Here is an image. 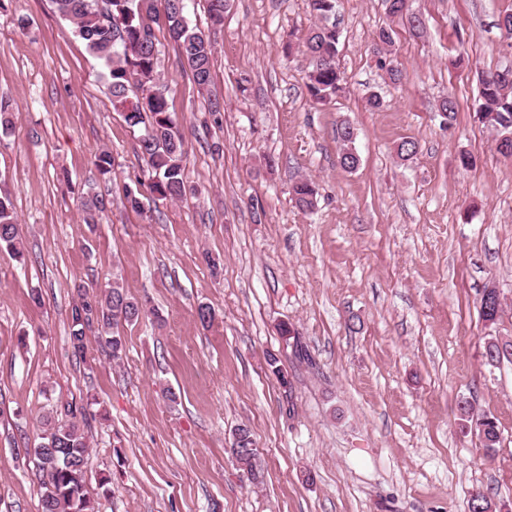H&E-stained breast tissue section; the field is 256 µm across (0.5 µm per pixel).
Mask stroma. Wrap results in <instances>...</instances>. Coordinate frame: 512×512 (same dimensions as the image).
Masks as SVG:
<instances>
[{"instance_id": "obj_1", "label": "stroma", "mask_w": 512, "mask_h": 512, "mask_svg": "<svg viewBox=\"0 0 512 512\" xmlns=\"http://www.w3.org/2000/svg\"><path fill=\"white\" fill-rule=\"evenodd\" d=\"M409 8L421 33L385 0H337L346 89L322 106L305 57L282 53L313 21L307 0H230L216 27L205 0H188L191 24L215 37L211 94L156 35L196 193L162 202L145 189L134 209L142 131L113 105L103 64L52 0H0V98L13 107L0 195L25 244L20 259L0 247V512H41L37 462L20 451L71 402L88 408L96 512H467L478 491L512 502V363L483 357L488 336L512 339V158L476 117L479 73L512 65L498 27L512 0ZM383 26L398 85L373 54ZM459 53L466 65L451 67ZM372 91L380 109L366 105ZM343 120L353 171L338 162ZM405 138L419 150L404 164ZM104 150L114 169L99 178ZM302 178L317 192L309 211L292 199ZM89 192L107 203L93 224ZM115 280L156 316L124 327L120 362L93 329L76 355L79 287ZM488 285L506 303L491 326L479 316ZM202 304L216 312L207 328ZM463 398L496 418L494 455L461 432ZM240 425L260 450L257 484L228 451ZM336 139L340 144V166L347 170H355L360 164V157L354 146L353 127L347 122H342L336 129Z\"/></svg>"}]
</instances>
